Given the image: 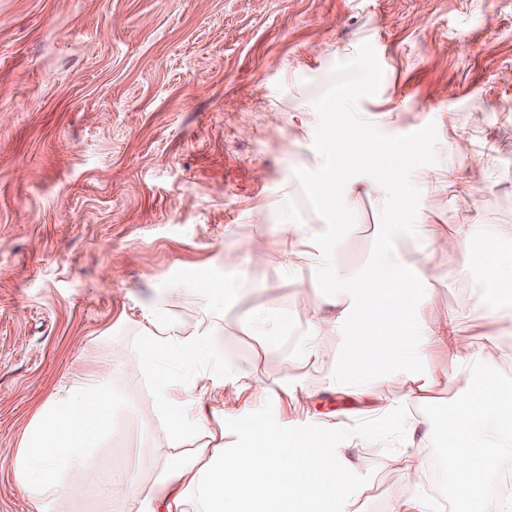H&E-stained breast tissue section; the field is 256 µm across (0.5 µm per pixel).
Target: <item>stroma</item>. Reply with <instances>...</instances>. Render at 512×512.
<instances>
[{
	"label": "stroma",
	"mask_w": 512,
	"mask_h": 512,
	"mask_svg": "<svg viewBox=\"0 0 512 512\" xmlns=\"http://www.w3.org/2000/svg\"><path fill=\"white\" fill-rule=\"evenodd\" d=\"M383 68L359 116L401 135L435 124L486 150L482 173L467 156L437 151V168L469 171L463 185L422 190L419 207L442 229L491 225L497 253L512 256V0H0V512H29L11 459L29 419L80 357L124 355L112 385V435L99 451V485L61 495L58 512H92L114 468L149 473L166 452L164 428L131 346L142 304L173 289L186 329L215 323L224 355L245 377L279 381L253 406L226 383L208 402L225 412L224 445L247 424L293 429L330 417L355 436L347 456L357 484L352 512H393L416 494L442 496V481L407 478L409 456L433 453L440 425L482 376L512 386V306L471 308L489 291L481 265L429 254V316L456 310L458 334L480 356L456 375L447 351L441 383L422 399L390 376L360 397L336 390L342 335H321L317 356L251 332L253 307L274 303L304 325L320 306L313 254L286 273L269 252L284 213L323 219L303 198L295 169L318 168L312 103L332 69L361 43ZM356 223L334 261L368 271L383 243L374 198H355ZM222 283L224 311L187 287L200 269ZM135 392H128V385ZM422 422L409 447L372 434L401 418ZM150 424L153 447L138 449Z\"/></svg>",
	"instance_id": "35a3bbf8"
}]
</instances>
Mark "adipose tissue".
Returning <instances> with one entry per match:
<instances>
[{"instance_id": "obj_1", "label": "adipose tissue", "mask_w": 512, "mask_h": 512, "mask_svg": "<svg viewBox=\"0 0 512 512\" xmlns=\"http://www.w3.org/2000/svg\"><path fill=\"white\" fill-rule=\"evenodd\" d=\"M320 197L327 206L365 194L381 206L383 221L404 229L426 248L438 245L474 261L472 244L492 243L481 224H459L440 231L424 211L395 203L385 182L345 178L340 167L323 175ZM309 241L302 225L284 216L273 243L281 265L295 269ZM428 257L399 254L385 241L378 269L336 275L327 299L332 311L307 318L300 351L317 353L324 332L344 335L345 357H357V370H343L339 387L365 395L377 390L374 367L387 360L390 373L425 385L443 376L432 362L435 349L451 354L457 374H467L478 354L457 337L458 312L442 319L423 317L421 297L431 294ZM169 296L155 294L143 307L140 321V369L153 380L155 414L167 431V451L156 460L148 481L131 470L113 478L100 494V512H112L120 497L123 512H349L351 465L339 448L315 447L330 433L328 425L288 430L273 421L244 428L239 448L224 447V416L206 406L232 373L215 328L186 331L168 316ZM120 355L79 365L26 426L12 459L16 484L31 512H57L58 497L76 492L95 471L98 450L112 432V369ZM456 445L448 457L454 499L423 495L400 502L395 512H505L486 487L499 474L502 457L512 454V390L486 383L469 399L453 427Z\"/></svg>"}]
</instances>
